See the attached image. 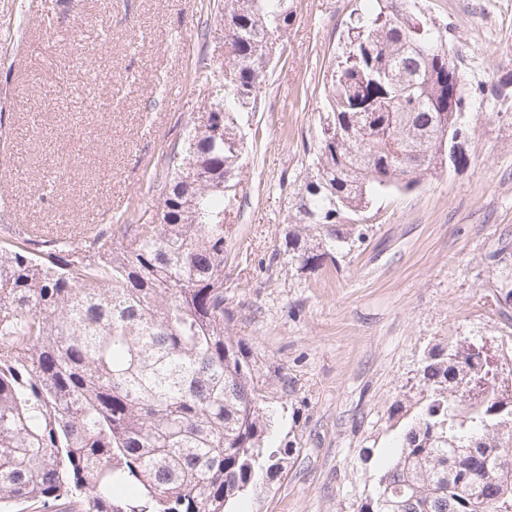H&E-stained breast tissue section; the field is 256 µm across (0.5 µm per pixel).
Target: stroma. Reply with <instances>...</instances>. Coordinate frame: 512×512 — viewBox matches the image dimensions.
<instances>
[{
  "label": "stroma",
  "instance_id": "obj_1",
  "mask_svg": "<svg viewBox=\"0 0 512 512\" xmlns=\"http://www.w3.org/2000/svg\"><path fill=\"white\" fill-rule=\"evenodd\" d=\"M360 0H288L290 26L242 128L226 214L233 335L293 382L274 392L288 476L245 512H354L377 484L434 345L465 336L512 367V0H409L446 29L471 90L464 165L311 228L333 257L278 260L316 151L324 75ZM223 0H0V236L151 224L159 183L225 57Z\"/></svg>",
  "mask_w": 512,
  "mask_h": 512
}]
</instances>
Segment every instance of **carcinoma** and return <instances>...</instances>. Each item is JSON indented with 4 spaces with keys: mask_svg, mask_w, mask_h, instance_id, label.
<instances>
[{
    "mask_svg": "<svg viewBox=\"0 0 512 512\" xmlns=\"http://www.w3.org/2000/svg\"><path fill=\"white\" fill-rule=\"evenodd\" d=\"M367 0L332 63L302 224H334L441 166L463 74L431 51L447 31ZM224 80L171 152L156 224L75 240L27 228L0 240V512H232L280 479L276 411L288 395L224 305V196L242 167L286 0H224ZM288 243L287 263L326 253ZM483 346L422 367L419 410L357 512H512V407ZM453 438L455 445L448 444Z\"/></svg>",
    "mask_w": 512,
    "mask_h": 512,
    "instance_id": "1",
    "label": "carcinoma"
}]
</instances>
